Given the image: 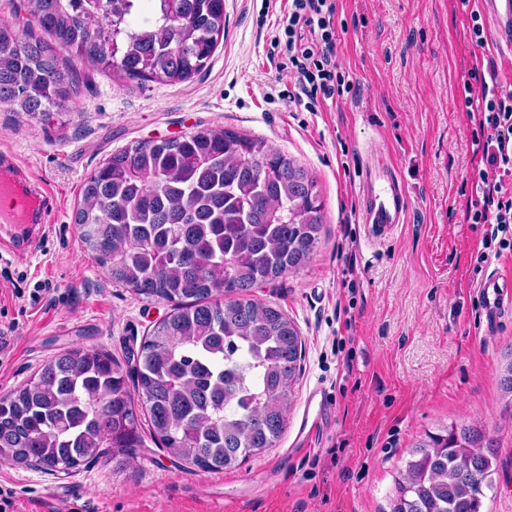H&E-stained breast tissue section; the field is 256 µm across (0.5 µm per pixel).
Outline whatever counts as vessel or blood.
<instances>
[{"mask_svg":"<svg viewBox=\"0 0 512 512\" xmlns=\"http://www.w3.org/2000/svg\"><path fill=\"white\" fill-rule=\"evenodd\" d=\"M499 42L512 48V0H481ZM363 199L361 219L367 237L383 239L403 223L408 207L405 185L386 157L368 162L359 181ZM56 202L53 189L36 178L10 149H0V253L23 254L30 250L34 232L43 230L45 218ZM490 317L512 309V280L489 275L480 287ZM326 412L322 388L308 391L304 412L294 440V453L311 445Z\"/></svg>","mask_w":512,"mask_h":512,"instance_id":"1","label":"vessel or blood"}]
</instances>
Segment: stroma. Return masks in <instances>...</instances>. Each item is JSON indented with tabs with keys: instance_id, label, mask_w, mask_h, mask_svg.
<instances>
[{
	"instance_id": "35a3bbf8",
	"label": "stroma",
	"mask_w": 512,
	"mask_h": 512,
	"mask_svg": "<svg viewBox=\"0 0 512 512\" xmlns=\"http://www.w3.org/2000/svg\"><path fill=\"white\" fill-rule=\"evenodd\" d=\"M287 0H224V36L207 71L174 85L138 84L78 65L76 98L42 121L0 104V147L50 183L58 206L34 250L0 255V396L67 349H102L133 365L141 340L171 311L113 285L80 242L74 215L84 180L112 152L199 128L262 138L314 176L321 241L302 270L255 288L279 304L305 343L302 374L276 447L203 473L150 434L121 466L102 458L68 474L0 462L14 512H391L408 451L426 432L466 422L494 442L488 512H512V396L499 374L512 360V311L489 322L478 285L512 277V253L476 261L484 227L464 221L479 160L460 107L473 64L491 60L512 90V52L484 29L470 39L460 0H339L337 59L356 94L289 103L269 62ZM405 180L404 224L365 239L358 184L371 151ZM355 274H348V262ZM54 291L30 305L35 282ZM323 387L327 426L310 454L291 445L307 391Z\"/></svg>"
}]
</instances>
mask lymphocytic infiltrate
<instances>
[{
    "label": "lymphocytic infiltrate",
    "instance_id": "1",
    "mask_svg": "<svg viewBox=\"0 0 512 512\" xmlns=\"http://www.w3.org/2000/svg\"><path fill=\"white\" fill-rule=\"evenodd\" d=\"M336 12L337 0H288L273 39L270 63L293 84L289 102L311 112L355 90L336 59ZM461 106L479 117L472 144L484 166L471 176L466 220L486 227L479 256L484 262L512 250V92H502L494 63L470 68Z\"/></svg>",
    "mask_w": 512,
    "mask_h": 512
}]
</instances>
